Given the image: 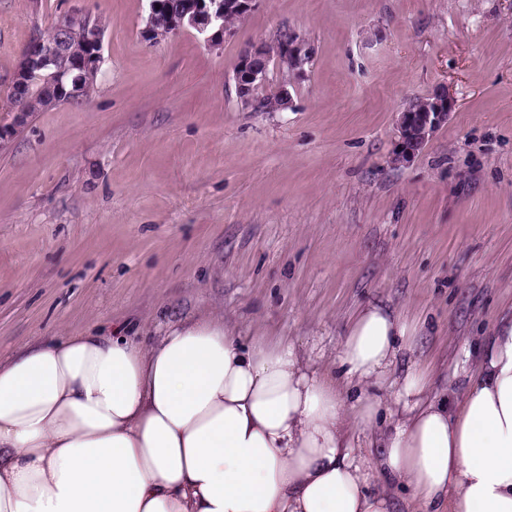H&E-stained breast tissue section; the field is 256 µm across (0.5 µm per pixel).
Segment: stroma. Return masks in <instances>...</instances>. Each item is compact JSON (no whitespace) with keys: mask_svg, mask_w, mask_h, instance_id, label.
<instances>
[{"mask_svg":"<svg viewBox=\"0 0 512 512\" xmlns=\"http://www.w3.org/2000/svg\"><path fill=\"white\" fill-rule=\"evenodd\" d=\"M75 8L105 26L87 101L0 146V358L113 329L143 345L221 317L332 366L364 305L460 387L512 313V0H258L223 48L140 31L148 0H0V125L21 51ZM312 48L283 112L236 95L240 50ZM448 90L414 159L397 122Z\"/></svg>","mask_w":512,"mask_h":512,"instance_id":"stroma-1","label":"stroma"}]
</instances>
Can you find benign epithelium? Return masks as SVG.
<instances>
[{
    "mask_svg": "<svg viewBox=\"0 0 512 512\" xmlns=\"http://www.w3.org/2000/svg\"><path fill=\"white\" fill-rule=\"evenodd\" d=\"M257 0H188L183 10L167 17L164 27L157 25L164 0H149V13L141 30V36L156 42L163 38L193 30L206 47L219 49L224 45L234 27L225 22V15L236 13L247 17ZM91 32L86 51L72 57L70 34L74 31ZM104 26L91 18L85 10H74L63 19L57 34L51 39L42 38L35 46H25L21 61L12 78V90L19 92L31 78L41 70H50L52 75L47 91L52 99L67 103L85 100L86 80L98 73L102 63ZM310 45L296 31L288 30V38L263 41L246 46L239 54L234 68L236 94L240 101L255 112H283L291 104L288 84L275 86L276 97L267 99L266 86L269 67L278 64L298 74L311 56ZM454 108V100L442 91L433 97L431 108L425 112L410 109L402 112L398 123L396 149L398 159L405 161L414 157L424 145L430 133L448 119Z\"/></svg>",
    "mask_w": 512,
    "mask_h": 512,
    "instance_id": "obj_1",
    "label": "benign epithelium"
}]
</instances>
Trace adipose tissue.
Masks as SVG:
<instances>
[{"label": "adipose tissue", "instance_id": "ef3b65f1", "mask_svg": "<svg viewBox=\"0 0 512 512\" xmlns=\"http://www.w3.org/2000/svg\"><path fill=\"white\" fill-rule=\"evenodd\" d=\"M407 325L372 304L334 368L220 319L143 346L50 338L0 360V512H391L380 474L423 512H512V319L445 397L392 373ZM387 410L356 452L353 428Z\"/></svg>", "mask_w": 512, "mask_h": 512}]
</instances>
